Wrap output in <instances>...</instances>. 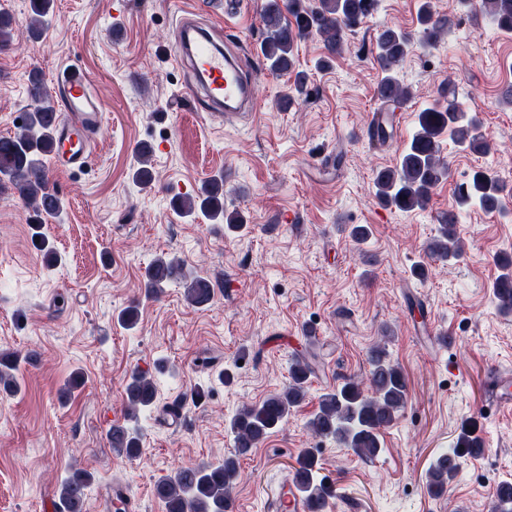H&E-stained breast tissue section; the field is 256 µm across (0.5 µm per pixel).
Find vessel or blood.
Listing matches in <instances>:
<instances>
[{
  "label": "vessel or blood",
  "instance_id": "1",
  "mask_svg": "<svg viewBox=\"0 0 512 512\" xmlns=\"http://www.w3.org/2000/svg\"><path fill=\"white\" fill-rule=\"evenodd\" d=\"M174 67L186 77L184 90L193 106L208 116L230 122L258 109L257 76L245 65L235 46L223 40L218 23L201 25L194 12L180 14L175 31ZM61 111L54 133L52 166L59 172L84 170L92 160L97 137L105 126V107L93 81L75 64L65 65L52 82ZM398 112H374L367 129L394 136L401 123ZM497 409H512V375L496 377L491 388ZM269 502L271 512H310V504L296 479H282Z\"/></svg>",
  "mask_w": 512,
  "mask_h": 512
}]
</instances>
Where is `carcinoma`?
I'll use <instances>...</instances> for the list:
<instances>
[{"mask_svg": "<svg viewBox=\"0 0 512 512\" xmlns=\"http://www.w3.org/2000/svg\"><path fill=\"white\" fill-rule=\"evenodd\" d=\"M377 0H266L261 12L264 38L261 55L274 73L295 72L289 87L287 103L293 105L308 97V78L294 71V50L297 44L312 35L323 42L326 56L321 67L343 49L347 32L359 27L371 16ZM29 28L33 37L40 38L48 27L52 0H29ZM480 10L496 29L512 34V0H480ZM423 36L432 41L447 30L449 22L435 16L431 0H423L419 10ZM13 37V17L0 11V51ZM411 35L392 27L376 36L374 60L382 77L376 87V97L382 103H403L411 96L408 86L399 77L410 52ZM28 104L22 112L17 132L0 138V192L12 189L34 213L33 240L44 245L41 227L43 218H56L62 212V202L46 167L53 140L56 108L40 75L29 77ZM456 146L475 153H487L491 145L482 132L481 121L468 116L457 101L454 88L445 83L438 99L422 108L416 116V127L398 162L375 175L378 197L401 211L424 209L434 189L450 177L448 163L441 157L443 137ZM134 179L141 185L152 182L149 149H138V167ZM476 204L489 212H503L512 205V189H506L488 169L473 171L469 182L458 189L457 205L464 208ZM183 214L201 213L210 220H223L232 229L243 224L234 216L224 214V177L209 179L194 197H182L174 202ZM438 234L425 249L424 260L413 269L415 276L424 277L429 261L449 262L463 252L456 235L458 212L450 210L438 215ZM499 273L492 283L496 306L504 314L512 313V257L504 254L497 259ZM185 283V298L193 306L209 304L215 296V284L208 278L185 270L176 258L159 257L146 271L145 292L159 297L171 281ZM16 353H0V391L12 393L17 385L14 370ZM317 354H296L289 366L288 385L281 392L236 412L230 420L235 453L222 461L188 465L163 478L155 485L156 496L167 506V512H226L230 492L239 472V459L257 447L305 400L310 377L315 373ZM370 370L365 379L349 378L319 397L318 408L307 421L316 436L331 439L351 449L361 459L372 460L383 451L381 432L391 426L404 410L408 400V382L398 366L380 346L369 353ZM158 390L153 377L134 370L125 387L126 422L113 425L108 433L112 450L133 458L140 453L138 429L132 426L138 414L155 407ZM484 447L476 434V423L462 426L453 448L438 455L426 472V490L432 496L442 495L454 480L455 463L464 457H474ZM295 475L311 512H326L333 490L318 477L317 461L307 448L299 450ZM90 474L74 470L60 484L59 498L69 506V512H82V504L90 485ZM493 512H512V483L502 482L495 488Z\"/></svg>", "mask_w": 512, "mask_h": 512, "instance_id": "1", "label": "carcinoma"}]
</instances>
